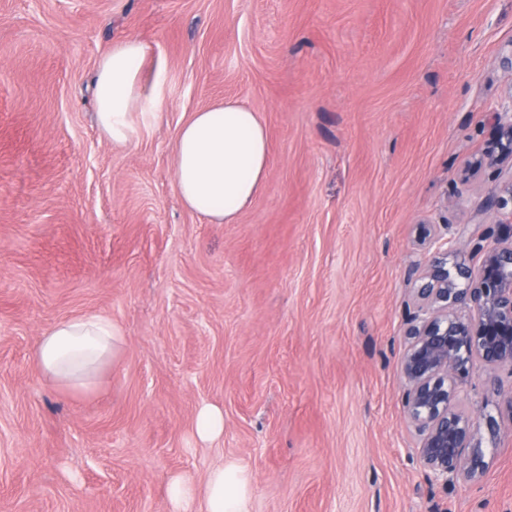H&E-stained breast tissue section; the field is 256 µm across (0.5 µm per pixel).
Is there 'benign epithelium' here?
I'll return each instance as SVG.
<instances>
[{"instance_id": "1", "label": "benign epithelium", "mask_w": 512, "mask_h": 512, "mask_svg": "<svg viewBox=\"0 0 512 512\" xmlns=\"http://www.w3.org/2000/svg\"><path fill=\"white\" fill-rule=\"evenodd\" d=\"M489 119L499 141L494 150L467 159L471 168L512 160V95L490 110ZM509 207L512 184L485 198L481 211L498 215ZM464 239L465 229L450 237L438 226L412 262L417 312L399 362L407 386L406 418L420 437V458L444 486L481 480L493 459L470 411L460 407L462 380L474 363L486 368V385L499 397L484 413L490 440L498 434L496 416L506 411L512 417V388L503 389L496 374L499 367L512 368V243L487 248L475 271Z\"/></svg>"}]
</instances>
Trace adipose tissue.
Returning <instances> with one entry per match:
<instances>
[{"mask_svg": "<svg viewBox=\"0 0 512 512\" xmlns=\"http://www.w3.org/2000/svg\"><path fill=\"white\" fill-rule=\"evenodd\" d=\"M143 45L126 39L101 58L96 75L97 122L116 143L136 139V115L162 105L160 86L142 83ZM176 189L184 205L213 224L233 223L254 201L270 165L269 133L258 112L224 100L192 113L173 152ZM124 342L111 319L85 313L57 321L37 342L40 370L72 391L90 390L98 370ZM172 512H250L249 480L233 463L211 468L203 484L169 481Z\"/></svg>", "mask_w": 512, "mask_h": 512, "instance_id": "obj_1", "label": "adipose tissue"}]
</instances>
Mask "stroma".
<instances>
[{
  "instance_id": "stroma-1",
  "label": "stroma",
  "mask_w": 512,
  "mask_h": 512,
  "mask_svg": "<svg viewBox=\"0 0 512 512\" xmlns=\"http://www.w3.org/2000/svg\"><path fill=\"white\" fill-rule=\"evenodd\" d=\"M163 104L133 142L95 121L113 44ZM512 0H0V512H167L178 473L243 467L250 512H512V420L480 482L430 481L399 360L423 224L512 240L468 175L512 90ZM237 99L270 139L232 224L186 209L175 140ZM94 312L125 342L95 389L36 344ZM224 435L194 437L198 409ZM195 435L204 444L213 443L224 435V413L211 405L200 407L196 415Z\"/></svg>"
}]
</instances>
